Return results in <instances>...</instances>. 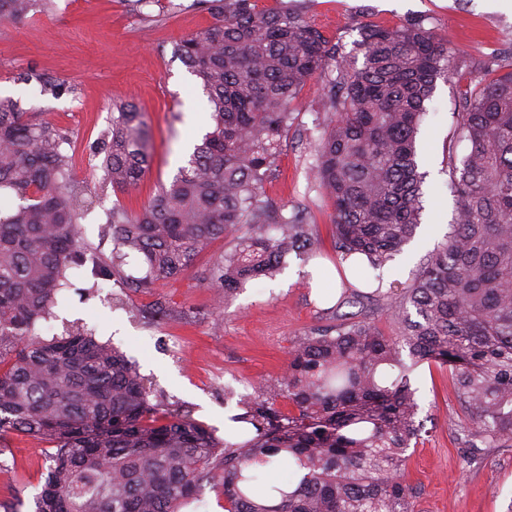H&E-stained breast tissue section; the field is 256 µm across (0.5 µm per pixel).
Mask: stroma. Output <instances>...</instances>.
<instances>
[{
	"label": "stroma",
	"mask_w": 512,
	"mask_h": 512,
	"mask_svg": "<svg viewBox=\"0 0 512 512\" xmlns=\"http://www.w3.org/2000/svg\"><path fill=\"white\" fill-rule=\"evenodd\" d=\"M50 14L0 22V97L16 101L32 121L45 120L67 132L71 178L92 179L94 146L112 121L111 103L122 100L143 114L150 135L151 167L136 190L98 193L81 221L85 237L111 252L106 215L115 203L141 208L160 184L169 182L206 132L207 97L174 54L185 35L209 25L210 14L194 0H55ZM259 7L284 6L303 13L331 41L352 51L364 25L394 27L410 17L426 18L438 37L461 58L448 82L438 83L418 135L420 162L428 177L426 211L414 240L389 262L393 280L408 283L412 273L446 241L456 198L448 182V138L456 101L476 67L512 70V0H257ZM58 79L62 90L44 83ZM327 91L322 79L309 82L294 109V121L267 184L269 198L285 212L309 217L315 242L310 260L288 256L285 272L251 283L212 317L211 289L198 278L224 250L215 240L195 271L153 291L125 292L110 282L73 276V288L41 321L48 339L66 325L81 323L98 339L111 341L135 360L147 386L165 409L223 432L237 414L225 386L242 389L261 381L275 384L286 370L288 349L311 328L352 315L354 307H334L322 288L341 293V282L313 286L302 277L307 262L335 267L332 208L311 176L314 141L325 119ZM173 317H151L157 297ZM418 402L425 428L410 449L403 471L412 488L414 512H506L512 503V448H494L466 458L458 444L463 413L447 370L422 365ZM52 448L24 434L0 440V512H33Z\"/></svg>",
	"instance_id": "1"
}]
</instances>
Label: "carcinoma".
Listing matches in <instances>:
<instances>
[{
  "mask_svg": "<svg viewBox=\"0 0 512 512\" xmlns=\"http://www.w3.org/2000/svg\"><path fill=\"white\" fill-rule=\"evenodd\" d=\"M196 5L213 21L175 52L207 96L212 129L140 210L112 206L109 255L80 220L97 189L125 193L148 171L141 113L112 102L91 187L70 179L66 133L0 98V192L19 200L0 213V439L52 444L34 512H179L217 479L224 512H413L401 471L424 428L414 386L423 364L448 368L471 450L512 447V71L475 76L457 100L453 230L390 308L395 331L363 317L298 337L276 385L238 395L239 427L224 438L188 415L158 417L136 367L83 327L38 337L79 267L148 290L186 275L222 238L229 248L203 281L227 299L311 249L305 216H275L265 184L292 104L316 77L329 87L330 118L314 178L333 205L338 259L366 277L421 224L427 173L416 136L436 83L455 70L448 42L411 18L363 27L350 55L288 6ZM54 9V0H0V20ZM461 141L470 150L459 160ZM130 259L144 276L125 273ZM284 466L288 480L270 479Z\"/></svg>",
  "mask_w": 512,
  "mask_h": 512,
  "instance_id": "cac0c4a2",
  "label": "carcinoma"
}]
</instances>
